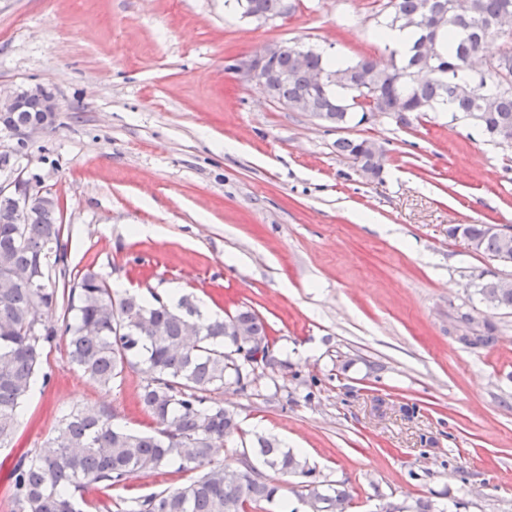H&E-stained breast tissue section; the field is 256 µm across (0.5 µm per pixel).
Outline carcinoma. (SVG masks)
<instances>
[{
	"label": "carcinoma",
	"instance_id": "obj_1",
	"mask_svg": "<svg viewBox=\"0 0 512 512\" xmlns=\"http://www.w3.org/2000/svg\"><path fill=\"white\" fill-rule=\"evenodd\" d=\"M256 3L263 15L283 16L286 0H236L238 8ZM448 11V25L435 35L432 53H420L423 31L412 20ZM377 34L388 28H411L416 34L409 54L386 67L370 58L330 59L306 48L307 67H298L294 51L274 56L267 67L282 75L268 87L271 99L284 106L306 96L313 111L329 123L360 125L381 112L407 126L420 112H459L482 128L489 139L502 125L512 127V90H498V78L478 90L468 87L467 55L483 52L486 31L512 20V0H386ZM311 71L335 76L322 89L309 90ZM38 111L28 108L0 115V128L26 122ZM366 138H340L336 152L372 164ZM32 191L35 217L16 223L0 199V446L14 434L27 396L50 374L44 354L64 341L68 359L83 375L110 388L122 381L132 358H140L149 378L139 403L154 420L152 433H137L113 423L105 408L72 407L61 411L54 434L14 471L11 512H98L87 499L90 489L112 497V490L143 471L169 465L199 470L188 485L123 499L117 512H247L272 503L281 487L274 475H302L310 512H346L350 494L314 478L315 470L288 448L264 436L239 452L243 476L235 479L214 462V449L224 437L241 432L235 412L216 393L232 388L246 393L240 374L224 363L225 354L252 344L264 370L288 367L273 350L266 326L249 309L225 317L205 315L194 301L181 296L174 304L155 297L146 304L138 295H112L103 276L87 268L72 272L63 243L60 208L41 205ZM478 251L498 254L499 237L484 224L462 228ZM37 303L61 306L62 319L46 323L31 316Z\"/></svg>",
	"mask_w": 512,
	"mask_h": 512
}]
</instances>
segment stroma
Instances as JSON below:
<instances>
[{
	"label": "stroma",
	"mask_w": 512,
	"mask_h": 512,
	"mask_svg": "<svg viewBox=\"0 0 512 512\" xmlns=\"http://www.w3.org/2000/svg\"><path fill=\"white\" fill-rule=\"evenodd\" d=\"M290 2L259 22L234 0H0V89L38 85L58 105L15 168L58 198L71 269L147 301L175 291L263 319L288 366L256 373L254 395L225 391L240 440L277 437L351 493L349 512L420 500L512 512V309L478 293L512 279V262L450 233L512 229V146L454 112L339 131L237 80L230 60L272 43L390 63L373 35L383 0ZM343 136L384 146L378 178L337 153ZM464 312L495 325L494 343L449 336ZM46 368L0 448V512L15 460L60 410L155 427L138 402L143 366L109 390L62 348Z\"/></svg>",
	"instance_id": "1"
}]
</instances>
